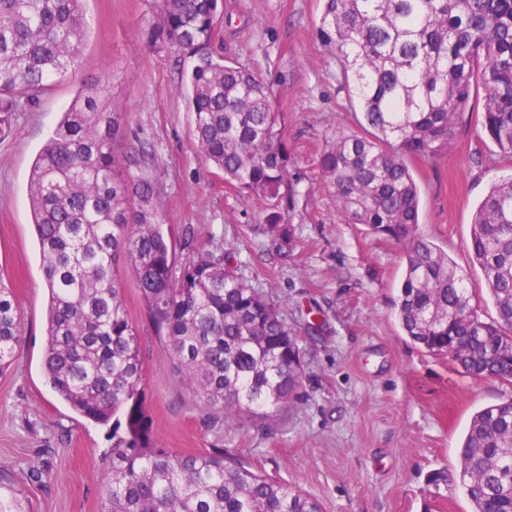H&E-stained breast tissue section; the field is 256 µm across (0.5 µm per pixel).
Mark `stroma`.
<instances>
[{
    "label": "stroma",
    "instance_id": "35a3bbf8",
    "mask_svg": "<svg viewBox=\"0 0 512 512\" xmlns=\"http://www.w3.org/2000/svg\"><path fill=\"white\" fill-rule=\"evenodd\" d=\"M324 0H220L211 50L270 84L295 196L292 238L267 230L201 156L184 88L188 58L148 42L157 0H85L89 28L75 75L59 80L0 139V278L12 291L21 338L0 372V468L31 512H101L112 441L47 384V290L28 200L31 167L62 112L87 84H106L121 114L120 168L145 175L176 268L204 250L273 301L301 350L296 400L267 420L230 423L197 401L164 338L145 316L132 267L114 265L136 328L146 407L159 447L178 455L223 449L296 486L322 512H471L459 483V448L473 413L512 398V386L473 379L405 336L397 316L403 251L363 224L344 223L318 167L337 135L359 131L352 92L318 26ZM482 92L452 146L411 161L419 230L473 282V214L491 186L512 178L478 118Z\"/></svg>",
    "mask_w": 512,
    "mask_h": 512
}]
</instances>
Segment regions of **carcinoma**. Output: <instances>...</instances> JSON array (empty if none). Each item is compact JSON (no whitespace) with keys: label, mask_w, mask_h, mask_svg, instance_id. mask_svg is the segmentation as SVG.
I'll use <instances>...</instances> for the list:
<instances>
[{"label":"carcinoma","mask_w":512,"mask_h":512,"mask_svg":"<svg viewBox=\"0 0 512 512\" xmlns=\"http://www.w3.org/2000/svg\"><path fill=\"white\" fill-rule=\"evenodd\" d=\"M84 0H0V136L53 83L75 72L88 37ZM218 0H160L148 39L192 58L188 107L201 155L267 211L268 231H292L288 152L268 85L209 51ZM320 35L336 48L343 82L368 129L340 135L319 159L347 224L405 246L398 318L406 335L459 371L512 384V179L495 184L474 216L469 253L478 283L417 234L419 194L408 160L448 149L474 85L481 126L512 157V0H325ZM121 113L104 86L81 90L42 147L28 198L49 294L43 372L79 416L112 426L102 512H320L296 487L228 462L221 450L180 456L156 445L143 361L114 263L134 270L149 320L182 381L224 420L269 416L298 394L301 352L263 293L197 254L180 276L148 178L117 168ZM487 290L497 319L477 313ZM21 323L0 279V372ZM473 512H512V397L477 411L459 452ZM0 512H28L0 471Z\"/></svg>","instance_id":"carcinoma-1"}]
</instances>
